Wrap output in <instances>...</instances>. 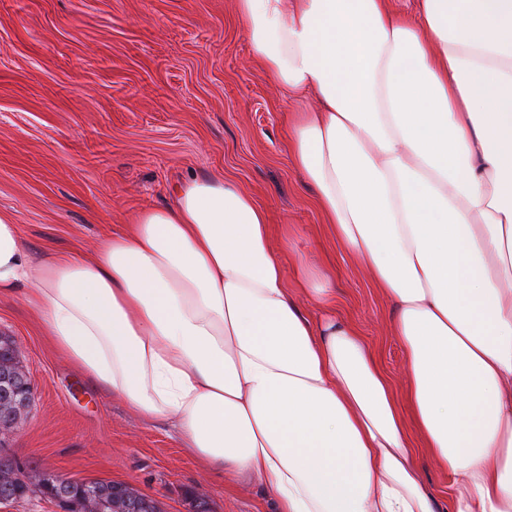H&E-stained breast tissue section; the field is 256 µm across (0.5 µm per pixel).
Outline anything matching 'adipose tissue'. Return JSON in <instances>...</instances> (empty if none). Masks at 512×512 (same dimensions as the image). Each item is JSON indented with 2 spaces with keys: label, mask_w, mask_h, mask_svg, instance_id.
Returning a JSON list of instances; mask_svg holds the SVG:
<instances>
[{
  "label": "adipose tissue",
  "mask_w": 512,
  "mask_h": 512,
  "mask_svg": "<svg viewBox=\"0 0 512 512\" xmlns=\"http://www.w3.org/2000/svg\"><path fill=\"white\" fill-rule=\"evenodd\" d=\"M234 2L292 104L293 164L393 305L409 417L335 289L288 272L266 209L220 175L89 261L32 259L0 211V293L28 287L85 378L277 512H512V0Z\"/></svg>",
  "instance_id": "1"
}]
</instances>
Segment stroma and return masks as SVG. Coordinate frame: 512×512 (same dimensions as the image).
Wrapping results in <instances>:
<instances>
[{"instance_id": "35a3bbf8", "label": "stroma", "mask_w": 512, "mask_h": 512, "mask_svg": "<svg viewBox=\"0 0 512 512\" xmlns=\"http://www.w3.org/2000/svg\"><path fill=\"white\" fill-rule=\"evenodd\" d=\"M287 103L251 63L233 0H0V209L36 255L91 259L189 175L218 173L269 214L272 243L331 273L340 311L399 375L392 305L322 220L294 167ZM24 347L27 413L0 444L60 478L127 484L162 512H274L269 494L207 475L166 421L94 389L22 297H0V336Z\"/></svg>"}]
</instances>
